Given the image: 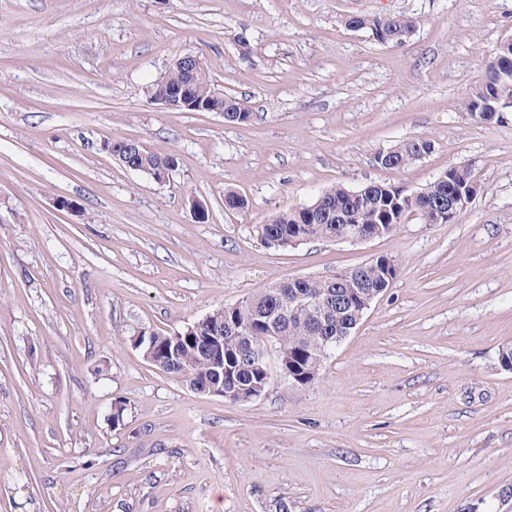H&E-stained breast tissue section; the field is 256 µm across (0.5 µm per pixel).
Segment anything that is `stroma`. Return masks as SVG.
I'll return each mask as SVG.
<instances>
[{
    "mask_svg": "<svg viewBox=\"0 0 512 512\" xmlns=\"http://www.w3.org/2000/svg\"><path fill=\"white\" fill-rule=\"evenodd\" d=\"M353 14L415 31L384 45ZM510 38L512 0H0V512H512V112L464 108ZM187 54L250 122L149 101ZM115 136L175 169L123 167ZM417 136L431 154L377 164ZM452 165L482 190L451 223L257 236L332 186L416 190ZM381 254L397 279L309 387L233 404L133 344Z\"/></svg>",
    "mask_w": 512,
    "mask_h": 512,
    "instance_id": "35a3bbf8",
    "label": "stroma"
}]
</instances>
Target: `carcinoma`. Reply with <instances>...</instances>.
I'll return each mask as SVG.
<instances>
[{"mask_svg": "<svg viewBox=\"0 0 512 512\" xmlns=\"http://www.w3.org/2000/svg\"><path fill=\"white\" fill-rule=\"evenodd\" d=\"M346 25L356 30H366L382 44L397 45L407 40L411 26L404 15H355ZM198 78L196 96L208 101L211 107L224 111V121L244 124L252 113L238 111L239 101L233 96L214 95L215 87L209 75L205 59L192 57ZM501 95L512 96V43L498 44L484 61V79L467 99V112L476 120L484 119L483 113L492 112L496 99ZM434 144L427 138L418 137L396 144L377 159V163L393 170L404 169L411 163L429 155ZM171 159L146 150L133 155L130 165L151 178L160 177V168ZM482 189L471 169L450 165L443 177L436 178L425 187L414 191L411 202L403 200L405 192L391 183L373 182L360 188L339 184L322 193L323 201L310 210L307 206L291 208L275 213L256 232L262 242L278 248H290L293 243L327 239L349 224L362 226L380 225L383 236L397 233L408 215L416 213L427 224L433 219L439 202L448 199V187L467 192L471 186ZM384 256L344 271V278L313 279L302 282L300 292L315 299L317 304L298 316L288 315V298L295 292L289 280L273 283L263 292L235 304L224 305L208 314L207 323L201 327L202 335L224 337V390L233 393L229 402H243L254 386H266L259 371L247 362L245 354L249 346L263 336L275 337V346L288 360V367L309 381H316L323 367L320 350L327 336L336 331V291L356 294L387 289L380 275ZM330 323V330L321 329L322 322ZM232 322L237 329L224 332V323ZM189 328L175 334L154 333L141 343V352H157L178 346L176 364L168 374L180 378L189 387L198 390L213 381L215 372L208 352L197 347L186 337Z\"/></svg>", "mask_w": 512, "mask_h": 512, "instance_id": "1", "label": "carcinoma"}]
</instances>
